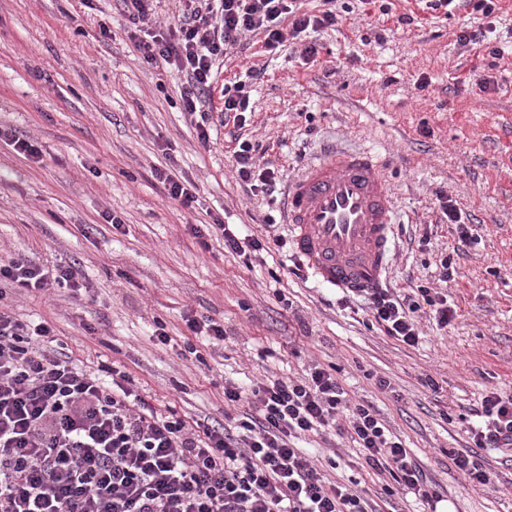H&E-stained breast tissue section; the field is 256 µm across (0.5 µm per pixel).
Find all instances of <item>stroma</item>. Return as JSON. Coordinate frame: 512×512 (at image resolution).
Returning a JSON list of instances; mask_svg holds the SVG:
<instances>
[{
	"mask_svg": "<svg viewBox=\"0 0 512 512\" xmlns=\"http://www.w3.org/2000/svg\"><path fill=\"white\" fill-rule=\"evenodd\" d=\"M342 23L276 53L251 37L231 51L211 89L213 125L201 144L179 106V74L142 63L118 0H0V124L34 139L37 160L0 143V256L72 267L80 292L33 296L4 288L0 308L44 321L87 369L127 372L158 408L238 431L248 404L224 410V386L298 378L320 366L351 401L368 403L422 467L452 512H512V461L481 449L491 480L472 485L453 457L470 451L484 395L512 396V0L493 16H453L426 0H346ZM414 18L398 24L399 15ZM491 26L502 56L461 44L463 27ZM262 71L260 80L247 77ZM242 81L253 104L245 128L224 122V87ZM280 183L329 143L386 159L402 215L386 285L424 280L456 316L436 329L417 312L418 346L384 335L364 300L299 272L280 217L281 192L247 193L237 138ZM171 169L197 184L183 206L154 180ZM450 199L478 239L459 247L441 209ZM122 217V231L102 218ZM226 218L265 245L253 266L221 233L189 227ZM454 255L450 283L437 264ZM212 318L224 339L191 335L185 319ZM171 337L152 339L156 323ZM388 388H380V380ZM327 482L360 492L370 512H430L377 475L346 428L296 442Z\"/></svg>",
	"mask_w": 512,
	"mask_h": 512,
	"instance_id": "stroma-1",
	"label": "stroma"
}]
</instances>
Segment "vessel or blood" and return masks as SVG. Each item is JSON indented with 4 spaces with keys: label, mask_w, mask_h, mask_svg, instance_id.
Listing matches in <instances>:
<instances>
[{
    "label": "vessel or blood",
    "mask_w": 512,
    "mask_h": 512,
    "mask_svg": "<svg viewBox=\"0 0 512 512\" xmlns=\"http://www.w3.org/2000/svg\"><path fill=\"white\" fill-rule=\"evenodd\" d=\"M284 216L294 254L320 284L356 294L381 287L396 219L378 155L325 152L287 186Z\"/></svg>",
    "instance_id": "1"
}]
</instances>
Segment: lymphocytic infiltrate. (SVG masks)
Returning <instances> with one entry per match:
<instances>
[{"label":"lymphocytic infiltrate","mask_w":512,"mask_h":512,"mask_svg":"<svg viewBox=\"0 0 512 512\" xmlns=\"http://www.w3.org/2000/svg\"><path fill=\"white\" fill-rule=\"evenodd\" d=\"M127 31L144 63L184 77L181 109L198 139L209 143L214 67L246 35L259 32L273 52L305 37V59L319 53L310 34L335 28L345 10L323 0L312 14L297 0H184L174 21L153 22L154 0H120ZM247 140L235 152L240 179L253 193H274V169L257 168ZM44 295L80 289L74 271L47 270L0 258V286ZM368 310L385 335L415 346V313L429 307L438 327L455 317L448 299L425 285L399 294L382 288L368 295ZM52 327L24 323L0 310V512H367L366 500L348 486L321 479L294 439L347 422L377 474L389 475L427 504L437 503L421 466L389 432L378 411L350 403L335 375L314 367L307 377L273 379L251 391L228 384L224 403L248 401L255 415L240 433L189 423L162 412L123 371L111 379L55 353ZM472 428L473 451L456 455L470 483L487 484L483 448L512 454V397L486 394Z\"/></svg>","instance_id":"f902f5d3"}]
</instances>
